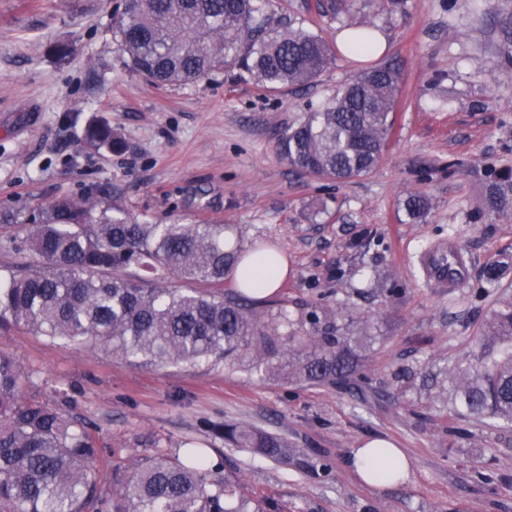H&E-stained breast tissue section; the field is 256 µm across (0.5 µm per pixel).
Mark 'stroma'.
Instances as JSON below:
<instances>
[{"label":"stroma","mask_w":512,"mask_h":512,"mask_svg":"<svg viewBox=\"0 0 512 512\" xmlns=\"http://www.w3.org/2000/svg\"><path fill=\"white\" fill-rule=\"evenodd\" d=\"M279 13L336 41L344 23L318 0H275ZM500 0H406L378 13L354 0L385 51H337L311 84L271 94L225 70L216 82L158 87L125 64L112 33L117 0H0V213L60 199L97 201L152 224H231L242 246L288 260L278 292L261 298L291 316L335 307L370 317L381 334L366 369L368 397L287 383L222 363L134 365L103 350L50 341L26 328L0 352L28 374L26 397L90 422L104 476L146 456L204 449L224 465L249 512H512V426L461 418L437 385L480 351L494 305L484 267L512 260V214L482 211L485 173L512 167V66L501 58ZM76 43L64 61L56 49ZM386 61L402 70L389 149L368 176L322 180L290 165L278 138L346 80ZM93 121L123 153L89 146ZM431 209L411 222L404 199ZM455 241L465 272L427 280L425 247ZM409 366V380L396 381ZM246 423L286 436L331 472L302 473L225 444L213 425ZM392 439L410 474L364 484L350 463L365 438Z\"/></svg>","instance_id":"stroma-1"}]
</instances>
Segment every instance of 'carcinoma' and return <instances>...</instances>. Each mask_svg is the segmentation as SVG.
Here are the masks:
<instances>
[{
  "label": "carcinoma",
  "instance_id": "1",
  "mask_svg": "<svg viewBox=\"0 0 512 512\" xmlns=\"http://www.w3.org/2000/svg\"><path fill=\"white\" fill-rule=\"evenodd\" d=\"M112 29L129 68L156 86L210 81L231 66L269 93L314 81L335 57L321 34L284 23L260 0H125ZM353 49L373 44V22L356 28ZM402 73L387 62L354 76L297 126L281 135L288 162L321 179L349 182L372 173L394 129ZM84 139L120 151L112 127L91 124ZM483 211L512 210V175L486 171ZM412 221L428 197L404 200ZM25 235L0 243L28 257L0 267V334L23 325L53 341L103 348L145 365L224 362L285 382L334 385L368 395L367 353L377 328L343 307L293 319L264 311L242 294L164 284L167 275L222 284L245 260L230 224H149L114 217L89 200L61 198L36 215H0ZM154 274L147 280L135 273ZM506 267L482 274V291L502 287ZM483 347L457 369L459 416L512 425V296L501 295L482 329ZM27 376L0 353V512H230L236 493L223 465L192 451L143 458L105 486L85 423L63 407L26 399ZM225 443L279 463L309 465L287 438L253 426H213Z\"/></svg>",
  "mask_w": 512,
  "mask_h": 512
}]
</instances>
